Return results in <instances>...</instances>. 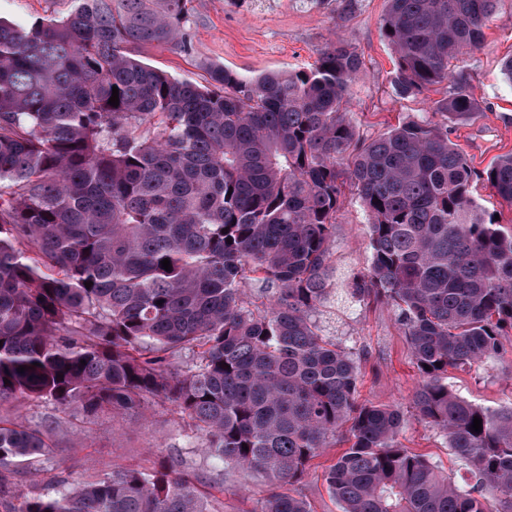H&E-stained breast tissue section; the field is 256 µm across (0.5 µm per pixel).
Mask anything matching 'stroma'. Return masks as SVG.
I'll list each match as a JSON object with an SVG mask.
<instances>
[{"instance_id": "obj_1", "label": "stroma", "mask_w": 512, "mask_h": 512, "mask_svg": "<svg viewBox=\"0 0 512 512\" xmlns=\"http://www.w3.org/2000/svg\"><path fill=\"white\" fill-rule=\"evenodd\" d=\"M71 0H0V17L19 24L40 17H61ZM190 53L163 47L144 51L143 61L169 74L203 83L207 68L221 64L245 76L273 70H299L315 64L319 52L341 37L360 55L364 66L350 91L347 118L359 138L370 139L389 127L416 120L444 95V86L415 97L397 98L392 51L381 34L386 0H354L342 11L341 0H190ZM512 55V0H499L484 44L471 53L463 69L482 109L467 121L448 126L449 139L479 171L512 153V84L501 72ZM367 216L353 191H346L336 213V234L330 249L335 266L368 267ZM319 320L327 338L353 352L359 371L357 400L396 404L409 411L419 384L411 350L391 306L375 301L346 312L325 309ZM448 386L472 402L496 408L512 402V339L481 366L452 369ZM56 417L53 439L63 461L64 478L80 483L122 468H151L167 458L196 476V486L209 512H250L253 499L277 490L276 481L224 465L196 450L187 417L171 404L147 402L143 409L112 416L103 411L83 419L57 411L45 401L11 400L0 404V417L23 425ZM346 431L335 446L315 458L290 491L312 512H340L326 482V472L346 448ZM403 447L425 455L456 483L468 474L442 432L410 416L399 437Z\"/></svg>"}]
</instances>
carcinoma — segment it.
Masks as SVG:
<instances>
[{
    "label": "carcinoma",
    "instance_id": "obj_1",
    "mask_svg": "<svg viewBox=\"0 0 512 512\" xmlns=\"http://www.w3.org/2000/svg\"><path fill=\"white\" fill-rule=\"evenodd\" d=\"M188 2L75 0L61 18L0 19V400L87 417L169 402L203 453L284 485L348 422L326 475L341 512H512V403L448 387V369L512 335V229L471 191L479 178L511 204L512 153L478 173L448 139V122L481 111L456 65L499 0H387L395 94L446 91L431 115L370 140L347 120L363 61L341 38L308 71L214 64L205 85L144 62L154 46L189 51ZM346 184L371 252L347 299L394 307L420 377L414 415L444 433L464 487L401 445L399 406L357 404L353 354L321 333ZM54 466L43 429L0 418V512H208L174 464L9 486ZM251 512L310 509L284 489ZM53 473L42 472L40 474L21 471L11 478L12 487L16 493H28L30 491L52 492L56 483L51 479Z\"/></svg>",
    "mask_w": 512,
    "mask_h": 512
}]
</instances>
